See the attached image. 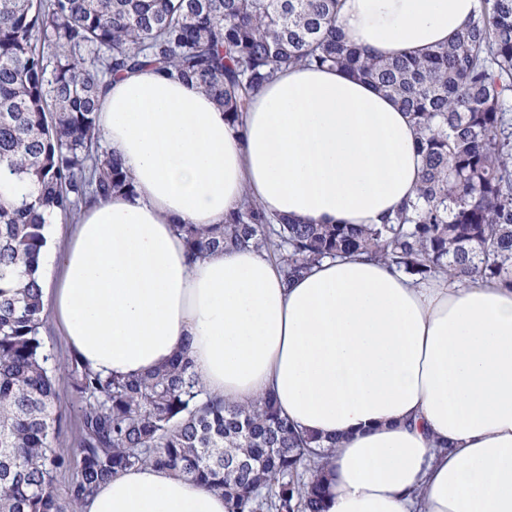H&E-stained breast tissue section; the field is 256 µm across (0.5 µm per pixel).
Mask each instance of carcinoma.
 Returning a JSON list of instances; mask_svg holds the SVG:
<instances>
[{"instance_id":"cac0c4a2","label":"carcinoma","mask_w":512,"mask_h":512,"mask_svg":"<svg viewBox=\"0 0 512 512\" xmlns=\"http://www.w3.org/2000/svg\"><path fill=\"white\" fill-rule=\"evenodd\" d=\"M481 8L450 43L384 59L347 44L338 0H0V512H68L121 471L151 464L224 492L228 512H323L321 440L272 396L210 397L185 353L121 378L74 356L80 404L71 456L41 330L46 228L132 189L102 147L100 95L111 76L154 66L192 83L237 122L290 66L341 69L409 114L424 166L384 224L272 222L255 204L209 229L181 224L191 258L265 250L296 277L324 259L366 254L422 278L512 285V0ZM28 183L30 198L10 197ZM77 474L65 498L58 469Z\"/></svg>"}]
</instances>
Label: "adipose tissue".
<instances>
[{
    "label": "adipose tissue",
    "instance_id": "adipose-tissue-1",
    "mask_svg": "<svg viewBox=\"0 0 512 512\" xmlns=\"http://www.w3.org/2000/svg\"><path fill=\"white\" fill-rule=\"evenodd\" d=\"M479 0H340L349 44L392 57L448 43ZM99 125L133 193L83 207L49 315L93 369L141 376L186 352L229 404L274 396L332 454L325 512H512V289L420 280L362 257L285 279L254 248L192 260L177 227L245 199L299 224H379L419 180L409 115L369 82L291 67L232 122L151 68L112 78ZM76 512H226L150 465Z\"/></svg>",
    "mask_w": 512,
    "mask_h": 512
}]
</instances>
